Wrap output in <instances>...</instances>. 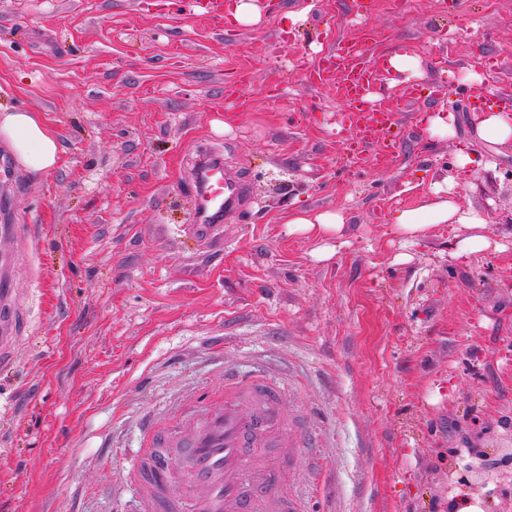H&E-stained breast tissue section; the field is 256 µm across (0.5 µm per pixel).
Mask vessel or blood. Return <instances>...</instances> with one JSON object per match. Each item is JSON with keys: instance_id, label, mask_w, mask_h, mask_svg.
I'll list each match as a JSON object with an SVG mask.
<instances>
[{"instance_id": "1", "label": "vessel or blood", "mask_w": 512, "mask_h": 512, "mask_svg": "<svg viewBox=\"0 0 512 512\" xmlns=\"http://www.w3.org/2000/svg\"><path fill=\"white\" fill-rule=\"evenodd\" d=\"M340 72L348 108L340 115L341 139L353 157H379L398 146L393 115L366 98L386 79L383 62L366 59L361 44L345 42L311 71L313 81ZM195 198L191 231L214 237L224 217L247 192L224 176L218 154L203 156L190 183ZM24 329L18 314L0 316V367L13 361ZM288 384L262 361L231 357L224 381L182 392L169 413L141 422L142 445L112 478L115 496L133 494L139 512H306L287 464L289 450L319 448L317 434L288 427Z\"/></svg>"}]
</instances>
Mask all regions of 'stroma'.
Listing matches in <instances>:
<instances>
[{"mask_svg":"<svg viewBox=\"0 0 512 512\" xmlns=\"http://www.w3.org/2000/svg\"><path fill=\"white\" fill-rule=\"evenodd\" d=\"M260 2L258 24L216 26L170 0H0V105L39 114L61 151L35 177L0 144L25 316L0 370V512H114L134 419L215 376V336L283 358L291 419L327 440L308 512H448L468 449L511 441L512 151L479 138L464 94L512 104V0ZM343 40L419 59L422 78L377 90L402 135L383 167L344 157L336 84L307 81ZM437 111L453 134L425 130ZM213 143L248 192L201 239L188 167ZM445 178L504 251L453 259L463 229L435 224L395 263L392 212ZM333 208L344 244L318 261L288 215Z\"/></svg>","mask_w":512,"mask_h":512,"instance_id":"35a3bbf8","label":"stroma"}]
</instances>
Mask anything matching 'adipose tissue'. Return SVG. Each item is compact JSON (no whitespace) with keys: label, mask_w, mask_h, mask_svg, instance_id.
I'll return each instance as SVG.
<instances>
[{"label":"adipose tissue","mask_w":512,"mask_h":512,"mask_svg":"<svg viewBox=\"0 0 512 512\" xmlns=\"http://www.w3.org/2000/svg\"><path fill=\"white\" fill-rule=\"evenodd\" d=\"M0 142L10 148L28 174H47L60 162L57 134L33 113L0 107ZM453 190L451 181L436 183L415 206L396 209L391 222L401 240L413 243L423 238L432 225L456 224L465 228L467 234L457 241L452 253L454 259L465 260L488 251H502V244L485 235L484 217L479 212L461 209ZM346 220L340 209L319 212L303 209L289 218L288 230L315 238L318 243L315 257L327 260L337 252L333 240L342 231Z\"/></svg>","instance_id":"ef3b65f1"}]
</instances>
